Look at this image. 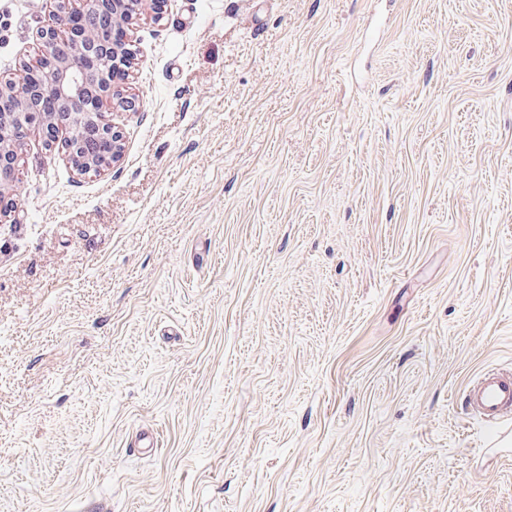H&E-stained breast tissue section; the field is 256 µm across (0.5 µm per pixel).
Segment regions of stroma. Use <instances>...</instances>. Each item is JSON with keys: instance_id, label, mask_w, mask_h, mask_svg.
I'll return each mask as SVG.
<instances>
[{"instance_id": "1", "label": "stroma", "mask_w": 512, "mask_h": 512, "mask_svg": "<svg viewBox=\"0 0 512 512\" xmlns=\"http://www.w3.org/2000/svg\"><path fill=\"white\" fill-rule=\"evenodd\" d=\"M54 0H0V77ZM120 160L24 139L0 512H512V0H168ZM157 433L153 448L136 445ZM469 400L483 420L497 425L501 412L512 407V376L485 373L469 391Z\"/></svg>"}]
</instances>
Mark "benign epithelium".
Listing matches in <instances>:
<instances>
[{
	"label": "benign epithelium",
	"instance_id": "obj_1",
	"mask_svg": "<svg viewBox=\"0 0 512 512\" xmlns=\"http://www.w3.org/2000/svg\"><path fill=\"white\" fill-rule=\"evenodd\" d=\"M145 1L154 5L156 18H161L165 0H111L112 36L100 38L73 22L80 7L57 0L55 24L38 32V72H31L26 64L18 80L0 82V219L11 216L20 194L19 182L5 176L17 165L21 145L17 125H24L27 133L42 132L48 144L56 139L58 124L67 126L68 157L81 174L102 171L120 158L122 133L104 119V106L124 111L139 107L129 91L138 51L131 31ZM90 133L112 142L111 151L99 160L79 155Z\"/></svg>",
	"mask_w": 512,
	"mask_h": 512
}]
</instances>
